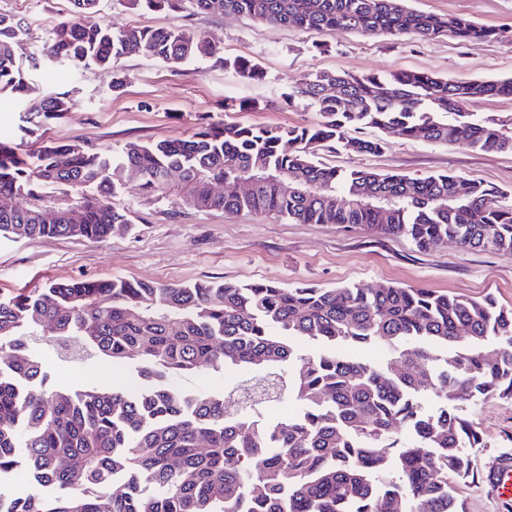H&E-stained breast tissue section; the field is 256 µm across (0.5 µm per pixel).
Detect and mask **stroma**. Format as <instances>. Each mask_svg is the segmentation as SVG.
<instances>
[{
  "instance_id": "stroma-1",
  "label": "stroma",
  "mask_w": 512,
  "mask_h": 512,
  "mask_svg": "<svg viewBox=\"0 0 512 512\" xmlns=\"http://www.w3.org/2000/svg\"><path fill=\"white\" fill-rule=\"evenodd\" d=\"M411 8L434 15L462 16L493 27L485 42L453 36L423 40L410 35L306 30L219 11L198 13L132 9L126 0H99L95 12L76 14L71 0H0V13L28 23L30 34L17 47L20 57L41 53L54 26L66 20L117 27L179 26L219 49L220 59L178 65L143 52L118 59L113 68L64 71L45 66L35 72V99L67 91L70 112L36 128L19 131L27 106L0 95V139L25 153L51 142L70 141L120 149L125 143L161 142L192 135L202 124L303 126L319 121L315 107L283 102L284 93L317 72L356 75L428 69L453 80L512 77V0H409ZM257 64L263 77L252 80L225 68L223 58ZM127 77L114 89L113 74ZM228 98L259 102L257 112H228ZM375 154L344 148L317 149L325 165L424 178L450 173L495 187L512 204V154L487 153L463 144H433L400 135L384 137ZM117 200L132 222L129 231L103 241L77 237L14 239L0 235V293L33 290L49 283L98 281L114 277L158 284L224 281L274 282L335 288L357 284L424 288L438 294L495 298L512 308V253L465 250L448 241L419 251L404 237L374 235L360 227L299 224L269 215L181 208L176 196L147 198L135 184L123 185ZM54 384L130 385L136 378L115 373L110 360L58 359L42 352ZM481 437L470 449L474 476L454 480L466 512H512L483 482V472L499 454L512 453V399L491 397L455 405Z\"/></svg>"
}]
</instances>
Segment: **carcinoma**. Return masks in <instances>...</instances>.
Masks as SVG:
<instances>
[{"mask_svg": "<svg viewBox=\"0 0 512 512\" xmlns=\"http://www.w3.org/2000/svg\"><path fill=\"white\" fill-rule=\"evenodd\" d=\"M181 0H128L176 10ZM198 12L226 11L335 34L377 31L485 41L496 30L439 17L407 0H191ZM26 28L0 13V93L20 95L46 64L110 67L136 50L180 64L214 57L211 42L179 27L116 28L62 21L42 55L16 56ZM243 77L257 65L222 59ZM512 97V77L453 81L430 70L355 76L318 72L285 94L305 101L312 126L212 124L188 139L129 142L119 152L51 143L21 157L0 141V234L104 240L129 228L115 202L134 177L148 197L181 177L183 205L273 214L301 224L361 226L405 236L421 251L444 241L512 253V205L481 182L343 171L312 159L313 144L376 153L384 139H348L351 128L431 143L512 153V113L476 118L465 107ZM67 92L23 117L54 119ZM254 178L248 193L229 190ZM107 358L137 388L50 383L35 340ZM317 349L302 353L294 342ZM386 345L389 365L341 350ZM235 370L254 383L187 395L172 378ZM293 400L299 415L272 421L269 403ZM435 397V414L421 400ZM512 398V308L495 299L423 288H318L201 282L174 286L114 278L54 283L0 295V481L27 470L34 491L19 512H463L448 474H474L466 452L480 444L473 424L448 405ZM403 429L414 442L403 444ZM398 477L376 483L391 465Z\"/></svg>", "mask_w": 512, "mask_h": 512, "instance_id": "carcinoma-1", "label": "carcinoma"}]
</instances>
